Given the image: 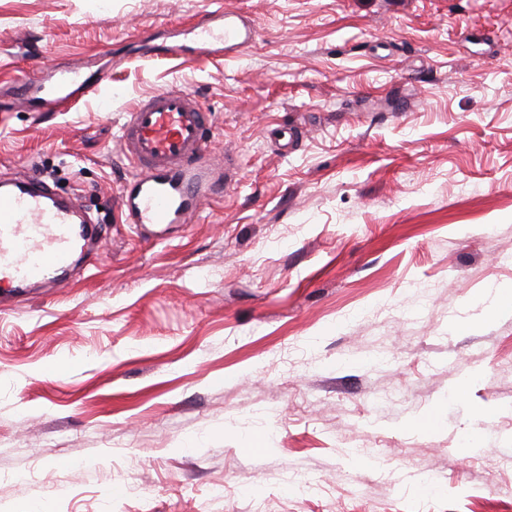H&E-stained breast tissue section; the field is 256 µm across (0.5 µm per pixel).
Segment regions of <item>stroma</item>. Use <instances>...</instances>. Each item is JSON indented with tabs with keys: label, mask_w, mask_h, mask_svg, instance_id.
I'll list each match as a JSON object with an SVG mask.
<instances>
[{
	"label": "stroma",
	"mask_w": 512,
	"mask_h": 512,
	"mask_svg": "<svg viewBox=\"0 0 512 512\" xmlns=\"http://www.w3.org/2000/svg\"><path fill=\"white\" fill-rule=\"evenodd\" d=\"M217 8L243 47L151 55ZM88 61L98 96L0 111V180L102 224L0 299V512H512V0H0V103ZM163 88L229 187L161 243L118 131Z\"/></svg>",
	"instance_id": "35a3bbf8"
}]
</instances>
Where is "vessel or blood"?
<instances>
[{"label":"vessel or blood","instance_id":"vessel-or-blood-1","mask_svg":"<svg viewBox=\"0 0 512 512\" xmlns=\"http://www.w3.org/2000/svg\"><path fill=\"white\" fill-rule=\"evenodd\" d=\"M190 41L164 45L159 56L187 51L223 55L248 33L223 12L200 15ZM107 76L84 65L52 68L15 85V99L37 112L62 111L96 92ZM212 117L190 94L156 91L139 100L120 128L118 141L131 173L120 197L127 223L187 224L200 205L221 193L209 153ZM94 222L73 200L59 196L36 175L0 184V288H53L74 267L77 241H92Z\"/></svg>","mask_w":512,"mask_h":512}]
</instances>
